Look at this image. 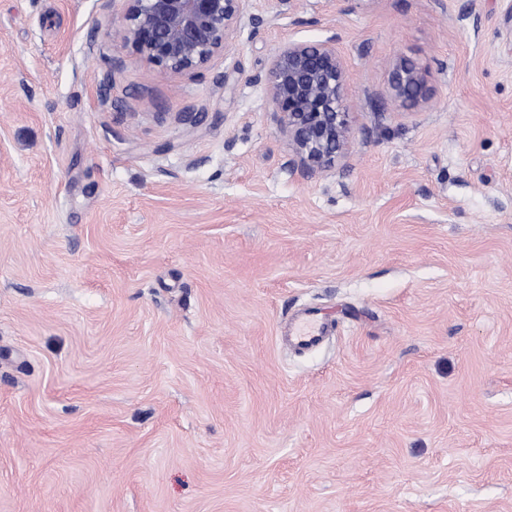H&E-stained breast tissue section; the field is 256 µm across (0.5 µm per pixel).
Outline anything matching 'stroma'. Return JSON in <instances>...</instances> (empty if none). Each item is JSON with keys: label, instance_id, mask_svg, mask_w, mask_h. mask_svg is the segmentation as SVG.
I'll return each instance as SVG.
<instances>
[{"label": "stroma", "instance_id": "1", "mask_svg": "<svg viewBox=\"0 0 512 512\" xmlns=\"http://www.w3.org/2000/svg\"><path fill=\"white\" fill-rule=\"evenodd\" d=\"M252 12L177 73L121 0H0V512H512V0ZM329 38L306 176L263 77ZM348 73L328 39L288 43L264 76L269 105L279 115L293 153L290 166L312 175L335 164L350 138L345 106ZM389 97L403 107L427 105L431 99L427 70L410 58L397 57L391 64ZM327 330V324L317 318L314 310H306L290 324L286 338L294 349L310 351L324 343Z\"/></svg>", "mask_w": 512, "mask_h": 512}]
</instances>
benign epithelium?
<instances>
[{
	"instance_id": "benign-epithelium-1",
	"label": "benign epithelium",
	"mask_w": 512,
	"mask_h": 512,
	"mask_svg": "<svg viewBox=\"0 0 512 512\" xmlns=\"http://www.w3.org/2000/svg\"><path fill=\"white\" fill-rule=\"evenodd\" d=\"M122 42L149 61L193 72L228 51L252 0H122ZM348 73L332 39L281 47L264 76L271 110L293 153L289 164L312 175L335 164L350 138ZM389 97L418 108L431 99L428 72L400 56L391 64Z\"/></svg>"
}]
</instances>
